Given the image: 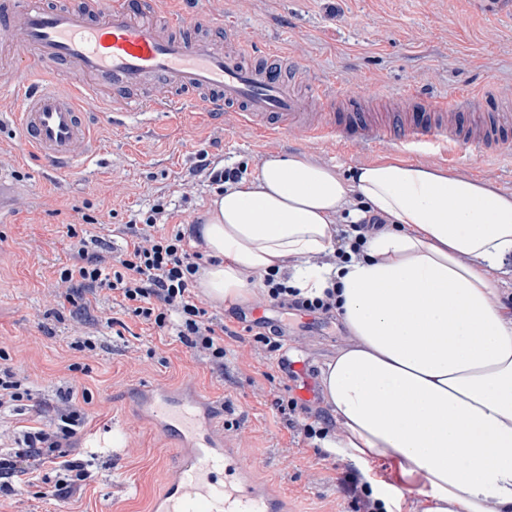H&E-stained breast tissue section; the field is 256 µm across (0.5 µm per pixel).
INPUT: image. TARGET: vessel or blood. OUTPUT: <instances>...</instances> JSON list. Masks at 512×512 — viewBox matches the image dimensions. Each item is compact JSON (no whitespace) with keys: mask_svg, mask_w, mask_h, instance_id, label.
Returning <instances> with one entry per match:
<instances>
[{"mask_svg":"<svg viewBox=\"0 0 512 512\" xmlns=\"http://www.w3.org/2000/svg\"><path fill=\"white\" fill-rule=\"evenodd\" d=\"M156 12L157 0H0V82L15 85L21 97L17 126L25 153L50 170H73L94 155L90 109L106 106L115 118L157 111L161 101L144 93L154 84L175 99L193 94L209 113H234L263 135L290 131L366 146L397 135L411 153L453 151L462 140L488 147L512 129L511 112L498 113L491 128L467 121L480 100L465 94L450 102L414 98L402 122L340 111L323 89L296 93L282 77L281 52L251 63L242 41L224 48L204 14L163 21ZM71 72L77 87L58 89L57 77ZM135 407L175 440V478L151 512H289L279 486L257 482L229 437L214 430L218 408L211 399L189 389L143 388Z\"/></svg>","mask_w":512,"mask_h":512,"instance_id":"vessel-or-blood-1","label":"vessel or blood"}]
</instances>
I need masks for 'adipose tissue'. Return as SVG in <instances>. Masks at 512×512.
<instances>
[{
	"instance_id": "ef3b65f1",
	"label": "adipose tissue",
	"mask_w": 512,
	"mask_h": 512,
	"mask_svg": "<svg viewBox=\"0 0 512 512\" xmlns=\"http://www.w3.org/2000/svg\"><path fill=\"white\" fill-rule=\"evenodd\" d=\"M370 212L391 228L336 259L335 223ZM200 233L213 301H249L271 270L306 295L336 288L352 343L321 370L343 428L324 447L424 478L421 512H512V308L492 278L512 261V196L402 161L344 176L274 154L225 185Z\"/></svg>"
}]
</instances>
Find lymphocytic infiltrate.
<instances>
[{
	"label": "lymphocytic infiltrate",
	"mask_w": 512,
	"mask_h": 512,
	"mask_svg": "<svg viewBox=\"0 0 512 512\" xmlns=\"http://www.w3.org/2000/svg\"><path fill=\"white\" fill-rule=\"evenodd\" d=\"M169 211L154 205L139 222L124 225V244L118 249H90L86 238L69 229L72 240L58 281L66 285V303H79L80 311L93 316L101 294H111L124 312L160 331L171 333L186 348L215 368H223V318L203 307L194 291L204 254L199 250L196 228L169 227ZM259 289L269 305L285 312L327 319L336 312V292L303 295L280 282L276 272L265 273ZM84 413L74 391L64 392L59 403L40 408L29 425L15 431L12 445L0 448V497L11 495L17 479H39L41 468L56 472L52 494L66 502L93 479L79 448Z\"/></svg>",
	"instance_id": "obj_1"
}]
</instances>
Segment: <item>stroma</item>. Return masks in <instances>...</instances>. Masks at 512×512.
<instances>
[{
	"label": "stroma",
	"mask_w": 512,
	"mask_h": 512,
	"mask_svg": "<svg viewBox=\"0 0 512 512\" xmlns=\"http://www.w3.org/2000/svg\"><path fill=\"white\" fill-rule=\"evenodd\" d=\"M160 12H203L220 33L239 34L256 55L277 49L288 58L286 75L300 93L319 83L339 101L365 93L391 100L416 95L448 99L482 94L485 113L512 106V0H161ZM192 97L170 111L111 122L94 121L98 155L67 175L45 172L22 154L10 122H0V175L13 189L0 209V355L28 378L34 403L56 400L61 389L83 396L87 417L83 445L91 452L94 479L80 498L63 503L51 495L56 480L43 468L34 483L19 481L0 499V512H150L152 499L172 476L170 442L137 412L138 387L178 388L190 383L230 412L214 425L234 441L258 478L277 480L293 512H356L361 486H389L396 512H415L417 485L405 482L397 463L316 453L274 406L287 394L301 399L310 420H333L323 392L304 395L244 329L264 312L281 326L290 362L312 376L351 342L341 317L312 327L266 306L260 294L234 306L207 302L231 329L225 372H217L181 343L124 314L102 298L118 325L57 314L56 271L70 245L68 226L96 234L83 215L110 214L112 226L164 204L183 225L204 223L218 189L193 175L196 154L209 152L221 167L258 175L270 153L296 155L346 172L401 158L396 141L353 148L339 141L306 142L293 133L263 140L234 118L203 120ZM430 166L475 181H491L512 195V150H482L464 143L453 162ZM96 348H75L81 335Z\"/></svg>",
	"instance_id": "1"
}]
</instances>
